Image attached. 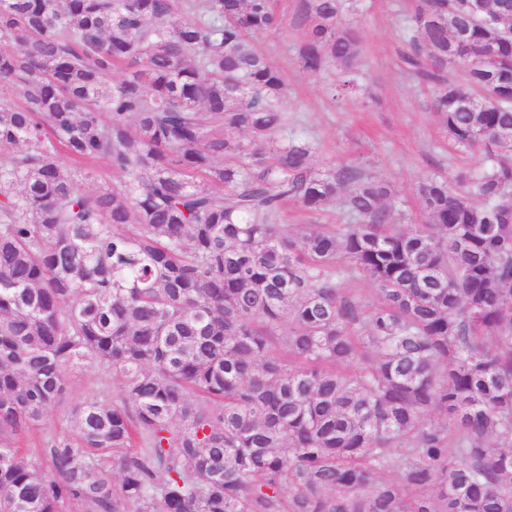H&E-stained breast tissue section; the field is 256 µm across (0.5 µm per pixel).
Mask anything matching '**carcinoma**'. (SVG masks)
<instances>
[{
  "label": "carcinoma",
  "mask_w": 512,
  "mask_h": 512,
  "mask_svg": "<svg viewBox=\"0 0 512 512\" xmlns=\"http://www.w3.org/2000/svg\"><path fill=\"white\" fill-rule=\"evenodd\" d=\"M357 2L303 0L299 66L341 96ZM484 2L416 0L399 65L485 157L404 231L288 127L274 0H0V512H512V0ZM89 362L112 396L19 448ZM349 222L350 220L338 208L329 215L310 218L294 206H289L280 220V223L288 224V231L290 232H293L294 224H350Z\"/></svg>",
  "instance_id": "obj_1"
}]
</instances>
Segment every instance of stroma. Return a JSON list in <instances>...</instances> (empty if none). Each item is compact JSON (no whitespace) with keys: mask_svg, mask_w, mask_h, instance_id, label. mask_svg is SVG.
<instances>
[{"mask_svg":"<svg viewBox=\"0 0 512 512\" xmlns=\"http://www.w3.org/2000/svg\"><path fill=\"white\" fill-rule=\"evenodd\" d=\"M414 0H364L347 22L361 38L358 82L360 92L332 98L328 85L337 70L307 73L297 65V48L304 34L302 0H276L281 29L257 35L254 43L282 67L288 95L282 106L289 127L314 143L316 166L358 162L383 178L392 199L411 224L425 223L417 188L432 176L453 177L479 166L481 152L450 149L440 118L431 107L430 90L411 80L398 67ZM107 381L98 368L87 365L71 374L67 400L49 413L41 430L70 434L72 400L103 392Z\"/></svg>","mask_w":512,"mask_h":512,"instance_id":"obj_1","label":"stroma"}]
</instances>
